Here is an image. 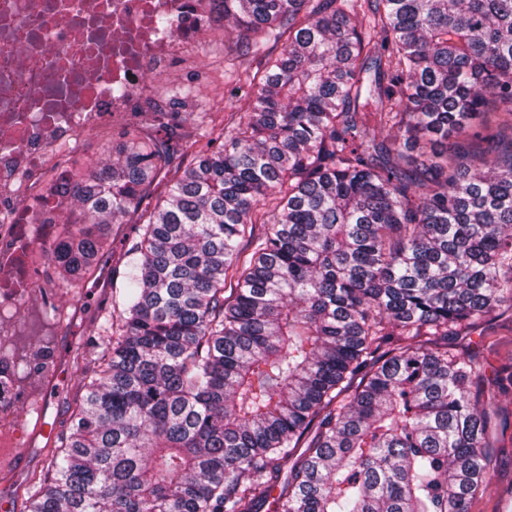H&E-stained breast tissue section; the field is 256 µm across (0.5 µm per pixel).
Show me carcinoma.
<instances>
[{
    "instance_id": "1",
    "label": "carcinoma",
    "mask_w": 512,
    "mask_h": 512,
    "mask_svg": "<svg viewBox=\"0 0 512 512\" xmlns=\"http://www.w3.org/2000/svg\"><path fill=\"white\" fill-rule=\"evenodd\" d=\"M222 3L224 143L131 125L67 183L64 283L138 232L24 512H470L512 367L448 339L512 311V0Z\"/></svg>"
}]
</instances>
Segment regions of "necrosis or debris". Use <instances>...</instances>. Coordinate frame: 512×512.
Listing matches in <instances>:
<instances>
[{"label":"necrosis or debris","instance_id":"necrosis-or-debris-1","mask_svg":"<svg viewBox=\"0 0 512 512\" xmlns=\"http://www.w3.org/2000/svg\"><path fill=\"white\" fill-rule=\"evenodd\" d=\"M222 18L220 0H0L1 300L35 286L46 252L30 231L68 181L66 152L92 129L168 111L150 77L200 54Z\"/></svg>","mask_w":512,"mask_h":512}]
</instances>
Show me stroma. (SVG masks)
Returning <instances> with one entry per match:
<instances>
[{"instance_id":"obj_1","label":"stroma","mask_w":512,"mask_h":512,"mask_svg":"<svg viewBox=\"0 0 512 512\" xmlns=\"http://www.w3.org/2000/svg\"><path fill=\"white\" fill-rule=\"evenodd\" d=\"M235 64L219 26L211 31L206 52L185 58L166 79H153L154 96L172 99L182 110L180 141L193 139L202 109L223 113L228 119L247 109L248 98L230 94ZM188 84L193 93L186 98L181 90ZM122 130L116 124L83 135L80 152L70 164L72 174L83 176L107 160ZM37 280L47 285V292L16 293L0 316V355L17 365L39 364L38 371L14 378L15 400L0 405V440L21 460L19 467L0 471V503L20 498L32 475L45 468L47 440L36 433V421L44 419L59 430L66 427L67 406L77 382L73 359L78 352L95 351L111 339L108 319L122 273L114 260L105 257L94 277L78 287L63 283L49 265L41 267ZM459 343L479 352L487 370L511 366L512 315L463 332ZM498 403L506 435L492 451L490 484L471 512H512V394L499 397Z\"/></svg>"}]
</instances>
